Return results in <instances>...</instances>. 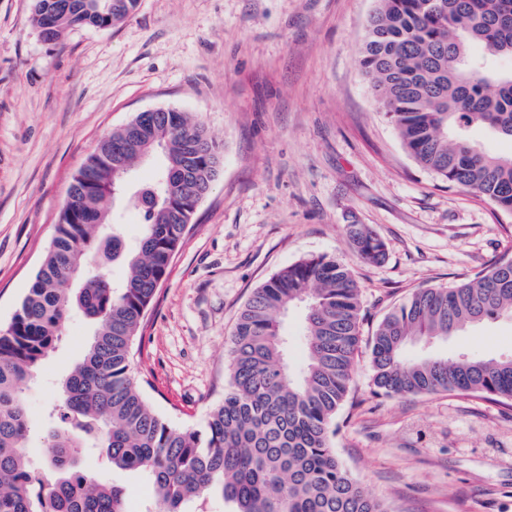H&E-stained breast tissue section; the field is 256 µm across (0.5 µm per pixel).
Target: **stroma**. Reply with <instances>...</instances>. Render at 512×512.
I'll return each instance as SVG.
<instances>
[{"label": "stroma", "instance_id": "1", "mask_svg": "<svg viewBox=\"0 0 512 512\" xmlns=\"http://www.w3.org/2000/svg\"><path fill=\"white\" fill-rule=\"evenodd\" d=\"M377 0H140L118 26L56 43L31 0H0V327L49 249L73 177L138 112L191 113L223 149L133 345L149 404L202 424L229 383L227 344L253 291L300 259L345 260L363 336L417 288L447 286L512 253V214L423 169L369 88L358 59ZM386 246L360 261L347 229ZM92 327L78 313L26 392L41 428ZM411 354L512 355L498 318ZM340 463L391 512H512V402L373 392L360 352L336 414Z\"/></svg>", "mask_w": 512, "mask_h": 512}]
</instances>
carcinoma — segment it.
<instances>
[{"label": "carcinoma", "mask_w": 512, "mask_h": 512, "mask_svg": "<svg viewBox=\"0 0 512 512\" xmlns=\"http://www.w3.org/2000/svg\"><path fill=\"white\" fill-rule=\"evenodd\" d=\"M33 0L31 21L57 42L79 26L129 18L138 0L105 12L97 0ZM481 47L485 55L471 53ZM512 0H378L359 63L371 90L413 158L452 186L512 213V155L485 152L453 131L480 124L512 140ZM128 125L103 137L73 178L55 236L10 323L0 328V512H127L126 491L104 473L148 480L146 512H207L220 498L230 512H388L341 465L332 446L362 345L360 289L349 266L326 255L274 274L245 303L230 337V382L203 425H174L147 403L131 374V350L171 259L188 231L197 198L219 175L222 148L185 112L149 117L143 131L160 159L154 180L122 187L109 159L123 150ZM139 201L134 246L111 224L124 199ZM358 257L377 262L384 242L352 224ZM126 267L122 283L93 264ZM304 306L305 364L287 361L283 317ZM78 311L96 324L82 359L61 379L47 415L43 454L28 450L25 389L63 341ZM512 317V256L447 287L417 289L379 323L367 342L375 394L437 392L512 401V357L411 358L409 346L445 340L488 318ZM93 454L99 469L80 460Z\"/></svg>", "instance_id": "1"}]
</instances>
